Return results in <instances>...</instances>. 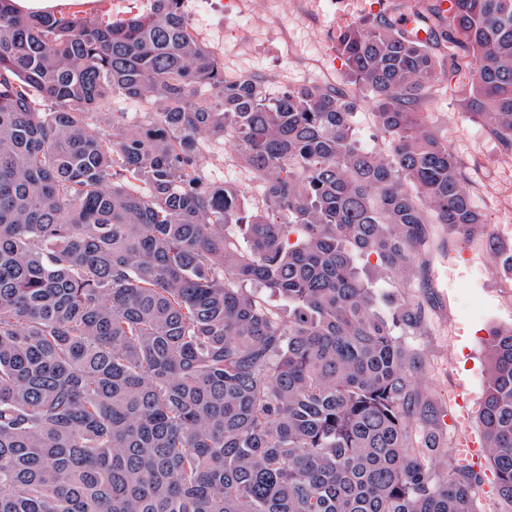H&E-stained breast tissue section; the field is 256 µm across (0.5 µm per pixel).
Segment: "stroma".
I'll return each instance as SVG.
<instances>
[{
	"label": "stroma",
	"instance_id": "obj_1",
	"mask_svg": "<svg viewBox=\"0 0 512 512\" xmlns=\"http://www.w3.org/2000/svg\"><path fill=\"white\" fill-rule=\"evenodd\" d=\"M397 0H269L264 11L249 0H185L189 25L198 39L224 62V77H266L270 97L285 87L308 83L348 85L335 47L337 32L368 14L393 12ZM472 66L446 69L421 101L424 124L438 131L457 156L483 222L472 234L448 226L431 229V246L418 266L401 278L380 277L376 292L410 287L425 311V322L406 344L424 356L421 396L432 397L447 417L449 457H458L464 440L477 444L473 464L481 483V512H512L498 494L488 463L480 411L490 372L486 341L491 331L512 328V269L495 266L485 273L472 252L474 244L505 240L512 244V150L505 148L478 118L465 114ZM200 167L207 184L235 188L243 214L264 208L256 180L243 176L239 154L211 141Z\"/></svg>",
	"mask_w": 512,
	"mask_h": 512
}]
</instances>
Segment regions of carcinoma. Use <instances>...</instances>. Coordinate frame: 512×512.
Segmentation results:
<instances>
[{"instance_id":"cac0c4a2","label":"carcinoma","mask_w":512,"mask_h":512,"mask_svg":"<svg viewBox=\"0 0 512 512\" xmlns=\"http://www.w3.org/2000/svg\"><path fill=\"white\" fill-rule=\"evenodd\" d=\"M183 5L0 0V512H480L470 465L433 464L443 411L397 337L422 309L357 260L405 275L431 225L483 223L416 105L465 60V113L512 148V0H398L336 34L352 86L273 101L224 80ZM366 99L387 154L356 138ZM227 131L279 223L202 187L204 136ZM490 353L480 422L512 504V329ZM97 0H12L11 7L19 14H61V8L71 4H91ZM145 1L146 0H101L100 8L96 13L84 14V16L87 18H97L106 15H112V18L120 17L130 11L136 13L138 10L143 9Z\"/></svg>"}]
</instances>
